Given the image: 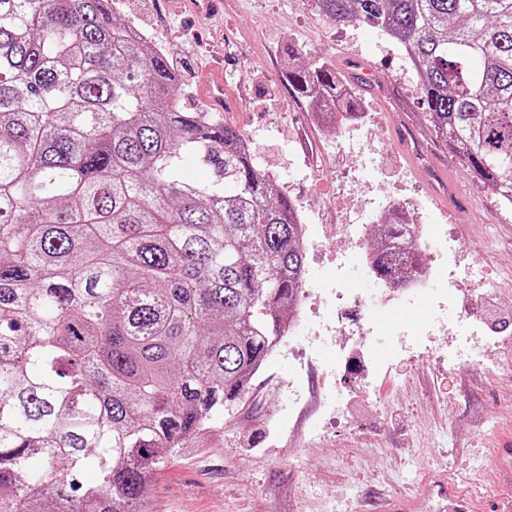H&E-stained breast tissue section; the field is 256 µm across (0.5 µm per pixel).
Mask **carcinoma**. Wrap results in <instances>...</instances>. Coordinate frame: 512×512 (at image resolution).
Returning <instances> with one entry per match:
<instances>
[{
	"label": "carcinoma",
	"instance_id": "carcinoma-1",
	"mask_svg": "<svg viewBox=\"0 0 512 512\" xmlns=\"http://www.w3.org/2000/svg\"><path fill=\"white\" fill-rule=\"evenodd\" d=\"M313 2L404 44L432 138L512 206V0ZM125 28L107 0H0V512H145L156 458L224 419L305 286L292 198ZM287 81L317 112L343 87L325 61ZM411 228L394 209L380 237Z\"/></svg>",
	"mask_w": 512,
	"mask_h": 512
}]
</instances>
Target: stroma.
Returning <instances> with one entry per match:
<instances>
[{"label": "stroma", "mask_w": 512, "mask_h": 512, "mask_svg": "<svg viewBox=\"0 0 512 512\" xmlns=\"http://www.w3.org/2000/svg\"><path fill=\"white\" fill-rule=\"evenodd\" d=\"M111 8L161 45L181 76L183 111L208 110L202 89L223 59L225 123L250 137L260 171L309 224V281L289 349L265 361L221 422L158 458L148 512H382L415 494L434 505L436 478L484 512L512 505V213L431 144L405 47L307 0H112ZM288 44L345 79L363 77L365 125L314 124L312 105L286 79ZM374 196L416 198L415 222L456 240L455 265H436L433 288L395 287L384 304L368 267L338 269L347 241L337 227L350 203ZM475 264L498 282L501 310L489 311L465 283ZM452 275L460 281L453 306L444 298ZM340 288L366 308L342 305ZM463 303L489 314L482 328L501 340L490 367L452 371L444 359ZM395 311L418 320L394 321L367 385L358 339L335 336L336 320L362 316L376 329ZM293 382L302 397L291 416L275 419ZM338 398V416L325 415L322 402Z\"/></svg>", "instance_id": "obj_1"}]
</instances>
